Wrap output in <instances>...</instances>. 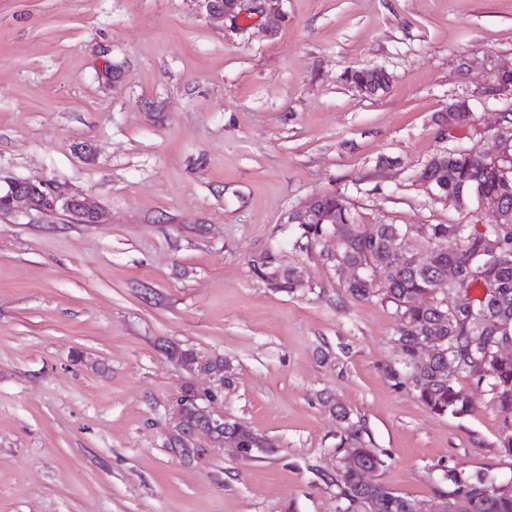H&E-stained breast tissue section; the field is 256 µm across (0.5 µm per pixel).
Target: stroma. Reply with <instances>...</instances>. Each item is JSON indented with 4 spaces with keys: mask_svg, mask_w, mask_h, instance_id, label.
Returning <instances> with one entry per match:
<instances>
[{
    "mask_svg": "<svg viewBox=\"0 0 512 512\" xmlns=\"http://www.w3.org/2000/svg\"><path fill=\"white\" fill-rule=\"evenodd\" d=\"M488 59L512 68V0H267L235 20L211 0H0V178L101 215L0 213V512H336L337 404L384 460L371 480L419 501L454 466L512 482L489 392L440 417L393 386V308L347 295L332 240L290 221L335 193L360 224L494 223L416 180L494 150L512 101L485 96ZM373 66L384 90L347 81ZM266 252L302 287L259 277ZM188 393L269 447L176 445Z\"/></svg>",
    "mask_w": 512,
    "mask_h": 512,
    "instance_id": "obj_1",
    "label": "stroma"
}]
</instances>
